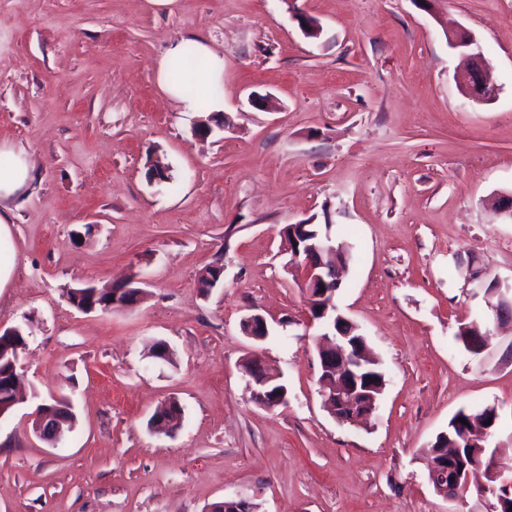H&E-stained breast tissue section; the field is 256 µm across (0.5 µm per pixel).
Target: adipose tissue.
<instances>
[{"label": "adipose tissue", "instance_id": "ef3b65f1", "mask_svg": "<svg viewBox=\"0 0 512 512\" xmlns=\"http://www.w3.org/2000/svg\"><path fill=\"white\" fill-rule=\"evenodd\" d=\"M161 93L184 111H195L202 94L224 79V58L201 41H177L167 48L155 69ZM33 168L24 151L0 146V201L15 198L29 183Z\"/></svg>", "mask_w": 512, "mask_h": 512}]
</instances>
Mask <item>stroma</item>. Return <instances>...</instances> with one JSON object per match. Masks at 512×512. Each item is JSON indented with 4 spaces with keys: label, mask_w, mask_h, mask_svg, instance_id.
<instances>
[{
    "label": "stroma",
    "mask_w": 512,
    "mask_h": 512,
    "mask_svg": "<svg viewBox=\"0 0 512 512\" xmlns=\"http://www.w3.org/2000/svg\"><path fill=\"white\" fill-rule=\"evenodd\" d=\"M320 26L306 36L295 18ZM477 39L498 92L461 94L445 31ZM224 57L227 128L194 133L154 67L182 38ZM270 108L252 105L251 94ZM0 144L30 185L9 206L16 261L0 326H29L23 402L0 418V512H489L438 495L426 451L461 410L496 408L512 463V325L482 353L459 336L512 289V0H0ZM173 178L148 180L152 159ZM332 224L351 263L335 303L385 374L368 424L323 406L306 270L282 230ZM224 268L201 292L200 274ZM479 280H471V273ZM133 280V307L85 313L71 289ZM262 314L270 334L240 327ZM167 341L170 364L148 358ZM288 387L267 409L243 362ZM173 435L147 423L170 398ZM76 415L58 446L39 405ZM53 409H46L45 405L39 407L32 420V430L34 434L52 445H56L62 436V425L66 423L60 415L53 416ZM53 420L48 425V422Z\"/></svg>",
    "instance_id": "stroma-1"
}]
</instances>
